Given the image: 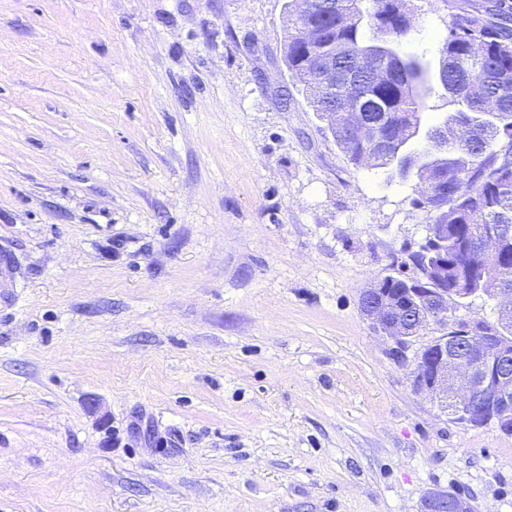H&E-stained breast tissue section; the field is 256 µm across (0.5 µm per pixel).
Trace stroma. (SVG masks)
<instances>
[{
  "label": "stroma",
  "instance_id": "obj_1",
  "mask_svg": "<svg viewBox=\"0 0 512 512\" xmlns=\"http://www.w3.org/2000/svg\"><path fill=\"white\" fill-rule=\"evenodd\" d=\"M482 2L407 0V51ZM285 3L0 0V512H512V435L361 312L429 219L290 78ZM423 512H476L469 498L459 493L435 490L430 492L423 504Z\"/></svg>",
  "mask_w": 512,
  "mask_h": 512
}]
</instances>
